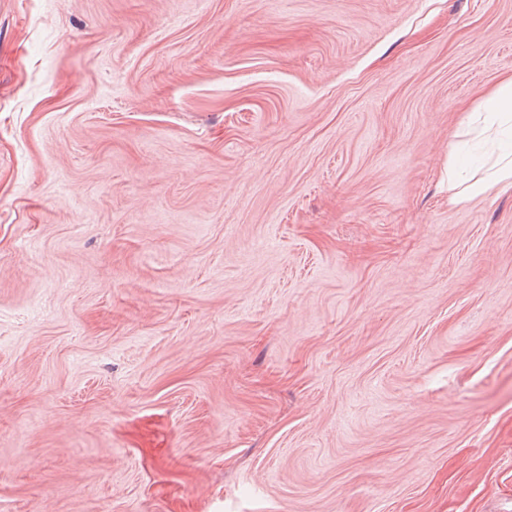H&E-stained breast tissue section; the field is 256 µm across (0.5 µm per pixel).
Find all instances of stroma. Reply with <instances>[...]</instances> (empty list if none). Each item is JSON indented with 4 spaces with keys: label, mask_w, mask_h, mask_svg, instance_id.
Listing matches in <instances>:
<instances>
[{
    "label": "stroma",
    "mask_w": 512,
    "mask_h": 512,
    "mask_svg": "<svg viewBox=\"0 0 512 512\" xmlns=\"http://www.w3.org/2000/svg\"><path fill=\"white\" fill-rule=\"evenodd\" d=\"M510 75L512 0H0V512H512ZM471 112L459 136L487 145L482 161L462 178L455 147L448 150V193L454 201H470L496 185H512V76L502 80Z\"/></svg>",
    "instance_id": "35a3bbf8"
}]
</instances>
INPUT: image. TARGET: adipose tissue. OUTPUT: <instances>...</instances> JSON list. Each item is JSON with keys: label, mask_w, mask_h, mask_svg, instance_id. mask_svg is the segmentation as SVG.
<instances>
[{"label": "adipose tissue", "mask_w": 512, "mask_h": 512, "mask_svg": "<svg viewBox=\"0 0 512 512\" xmlns=\"http://www.w3.org/2000/svg\"><path fill=\"white\" fill-rule=\"evenodd\" d=\"M461 137L483 142L487 151L467 176H460L456 159L448 161V192L452 200L469 201L497 185H512V76L502 80L470 113Z\"/></svg>", "instance_id": "obj_1"}]
</instances>
